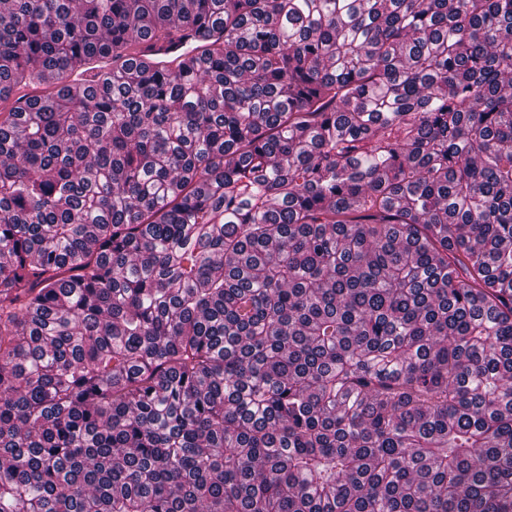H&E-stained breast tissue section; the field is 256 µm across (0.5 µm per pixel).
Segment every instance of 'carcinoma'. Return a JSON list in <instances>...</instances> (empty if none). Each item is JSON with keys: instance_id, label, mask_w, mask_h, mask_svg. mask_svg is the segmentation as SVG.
Instances as JSON below:
<instances>
[{"instance_id": "carcinoma-1", "label": "carcinoma", "mask_w": 512, "mask_h": 512, "mask_svg": "<svg viewBox=\"0 0 512 512\" xmlns=\"http://www.w3.org/2000/svg\"><path fill=\"white\" fill-rule=\"evenodd\" d=\"M6 102L0 512H512V0H0Z\"/></svg>"}]
</instances>
